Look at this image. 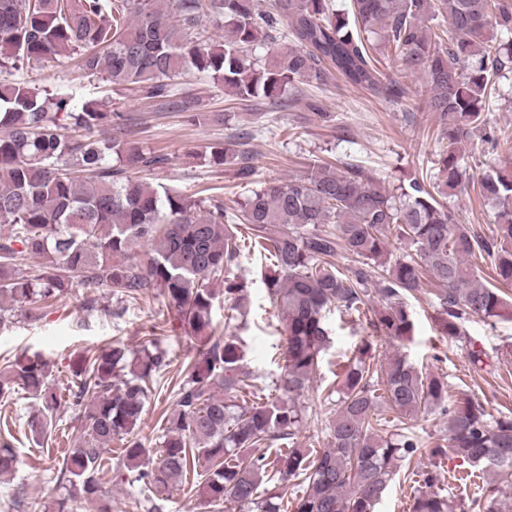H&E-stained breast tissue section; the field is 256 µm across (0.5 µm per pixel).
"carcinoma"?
<instances>
[{
  "label": "carcinoma",
  "instance_id": "cac0c4a2",
  "mask_svg": "<svg viewBox=\"0 0 512 512\" xmlns=\"http://www.w3.org/2000/svg\"><path fill=\"white\" fill-rule=\"evenodd\" d=\"M224 30V41L200 28ZM512 0H0V325L14 308L36 318L57 300L86 289L81 309L96 310L95 292L122 302L162 300L171 319L190 329L195 355L182 370L176 407L165 418L163 441L152 452L134 430L169 366L152 342L134 350L121 342L80 357L72 370L70 405L80 436L63 453L58 487L93 512H112L103 478L112 469L108 447L121 444L119 462L165 512L172 490L191 473L195 492L215 512H375L401 464L428 455L412 475L409 512H456L442 494L437 459L459 461L467 477L485 484L472 512H503L512 500V415L494 417L474 394L448 402V380L423 371L399 351L375 369L367 343L335 373L340 406L327 446L297 441L306 421L305 391L317 376L329 340L327 314H361L376 285L381 307L370 324L393 340L414 332L408 300L425 278L439 286L440 330L460 335L469 316L512 319V165L475 180L467 173L475 138L494 139L485 112L496 78L512 69ZM85 72L193 121L214 119L199 98L178 92L174 78L198 73L224 84L242 105L301 99L302 86H326L336 76L371 96L397 102L406 94L381 66L426 77V105L437 119L436 176L398 185L358 164L313 158L299 178H270L248 190L234 211L224 198H197L155 185L143 174L168 164L139 146L137 125L103 102L75 100L69 89L36 88L15 75L64 51ZM108 125L112 137L99 134ZM196 157L231 168L250 185L254 170L240 143H209ZM473 192L493 210L484 235L460 221L445 201ZM406 254L391 252L393 242ZM149 246L148 259L135 255ZM357 266L341 269L339 251ZM268 262L262 273L277 309L282 337L279 376L269 386L243 369L241 340L229 331L247 300L234 274L243 256ZM45 259L35 277L23 261ZM490 262L495 283L480 276ZM224 285L216 289L215 284ZM224 298V329L211 312ZM39 403L34 440L51 434L60 401L41 354L0 366V399L15 388ZM277 392L270 399L266 389ZM400 427L388 431L386 415ZM448 419L438 437L408 425L421 414ZM21 465L16 448L0 441V481ZM300 491L287 502L288 486Z\"/></svg>",
  "mask_w": 512,
  "mask_h": 512
}]
</instances>
